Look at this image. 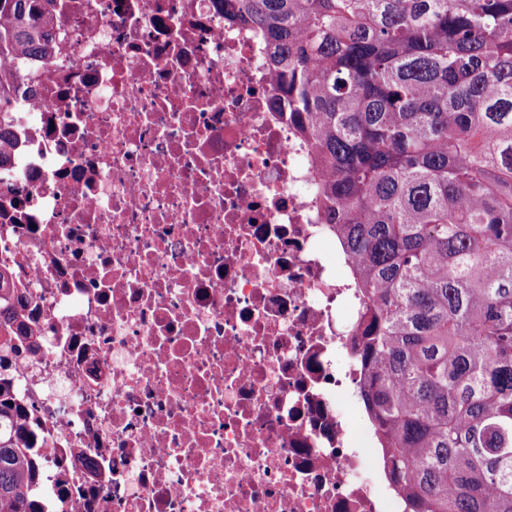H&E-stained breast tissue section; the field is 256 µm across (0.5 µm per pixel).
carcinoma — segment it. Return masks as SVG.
Returning a JSON list of instances; mask_svg holds the SVG:
<instances>
[{"label":"carcinoma","instance_id":"1","mask_svg":"<svg viewBox=\"0 0 512 512\" xmlns=\"http://www.w3.org/2000/svg\"><path fill=\"white\" fill-rule=\"evenodd\" d=\"M220 2L264 36L315 206L357 263L359 394L405 512H512V0ZM52 10L0 0V115ZM15 139L0 119V172ZM26 307L0 269V352L32 337ZM17 389L0 356V512H42Z\"/></svg>","mask_w":512,"mask_h":512}]
</instances>
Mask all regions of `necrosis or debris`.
<instances>
[{"label":"necrosis or debris","mask_w":512,"mask_h":512,"mask_svg":"<svg viewBox=\"0 0 512 512\" xmlns=\"http://www.w3.org/2000/svg\"><path fill=\"white\" fill-rule=\"evenodd\" d=\"M51 27L0 197L43 512H402L343 410L360 298L261 33L217 0H57Z\"/></svg>","instance_id":"necrosis-or-debris-1"}]
</instances>
